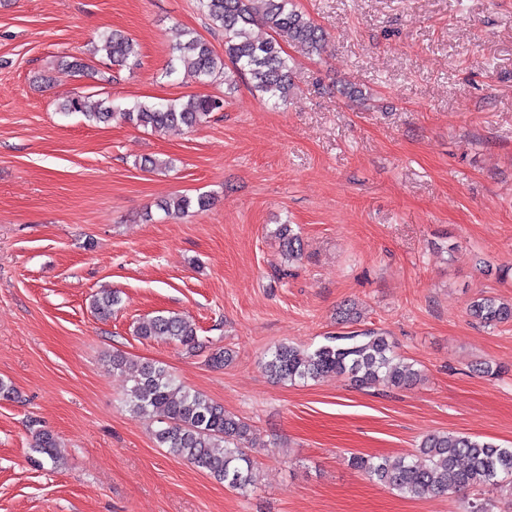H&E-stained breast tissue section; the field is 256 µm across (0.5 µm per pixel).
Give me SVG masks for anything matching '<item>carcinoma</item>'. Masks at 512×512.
<instances>
[{
	"label": "carcinoma",
	"instance_id": "carcinoma-1",
	"mask_svg": "<svg viewBox=\"0 0 512 512\" xmlns=\"http://www.w3.org/2000/svg\"><path fill=\"white\" fill-rule=\"evenodd\" d=\"M209 25L224 33V57L216 55L211 44L192 37L177 45L187 77L207 84L218 77L234 82L249 77L252 87L274 102L291 95L293 83L290 56L282 41L310 55L321 51L325 33L302 12L294 0H199ZM272 31L258 40L251 36L254 26ZM95 52L103 53L117 65L138 56L137 44L119 31L105 35ZM224 110V100L208 95H189L167 103L136 101L121 108L101 99L74 94L60 111L80 113L90 123L108 124L115 120L154 130L193 129L206 122L210 114ZM205 211L211 206L206 195L196 200L181 196L164 204L167 213L187 212L191 206ZM277 235L288 258L299 256L301 241L290 224H281ZM120 303L117 292H105L93 302L102 319L112 316ZM471 319L483 326H498L512 321V303L483 296L468 305ZM136 335L144 340L168 338L183 346L195 347L196 328L185 316L159 313L138 322ZM112 368L131 371V386L125 403L135 415L158 417L155 439L161 448L234 490L245 491L256 481V462L250 425L224 411V407L205 395L178 382L165 367L152 362L131 363L125 355L112 354ZM265 371L275 382L306 383L332 375H346L359 388L383 384L408 388L420 380L414 364L399 358L382 333L368 329L328 337V343L313 350L287 343L274 347L265 361ZM58 441L46 429L34 433L33 450L42 456L38 465H58ZM350 464L371 480L388 486L409 498L426 492L465 494L476 490L482 497L469 503L468 512H493L491 494L512 485V448L450 432L426 436L416 454L391 460L387 457L354 456Z\"/></svg>",
	"mask_w": 512,
	"mask_h": 512
}]
</instances>
